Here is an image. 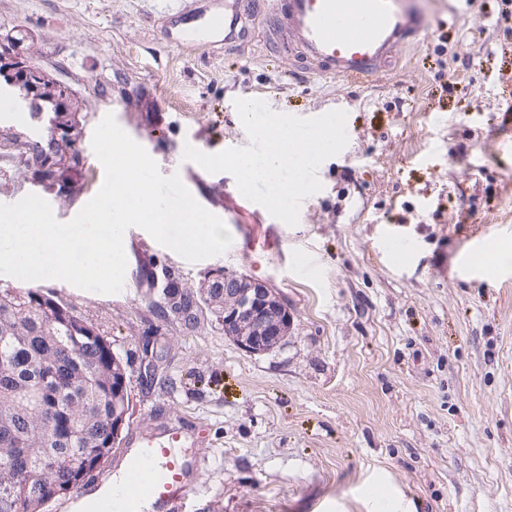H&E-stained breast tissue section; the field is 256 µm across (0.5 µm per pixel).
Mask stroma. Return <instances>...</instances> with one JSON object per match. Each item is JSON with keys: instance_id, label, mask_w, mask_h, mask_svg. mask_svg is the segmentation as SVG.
Returning <instances> with one entry per match:
<instances>
[{"instance_id": "stroma-1", "label": "stroma", "mask_w": 512, "mask_h": 512, "mask_svg": "<svg viewBox=\"0 0 512 512\" xmlns=\"http://www.w3.org/2000/svg\"><path fill=\"white\" fill-rule=\"evenodd\" d=\"M199 0H0L17 38L72 92L80 166L36 179L1 135L0 200L29 194L70 221L104 181L91 146L106 114L196 201L232 211L222 254L182 261L128 228L127 288L43 291L93 324L131 371L127 431L195 419L181 453L199 465L180 512H512V262L472 252L512 245V15L502 0H421L428 40L385 78L315 81L274 41L261 0L231 44H168L171 16ZM302 118L347 112L348 144L324 161L323 189L296 226L275 224L227 173L183 161L185 144L244 147L235 99ZM275 224L274 240L257 237ZM222 268L266 282L288 305L287 343L242 350L200 300ZM190 296L160 307L168 286Z\"/></svg>"}]
</instances>
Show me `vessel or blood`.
I'll use <instances>...</instances> for the list:
<instances>
[{
    "mask_svg": "<svg viewBox=\"0 0 512 512\" xmlns=\"http://www.w3.org/2000/svg\"><path fill=\"white\" fill-rule=\"evenodd\" d=\"M243 0H224L223 9L209 14H180L177 45L189 47L210 36L225 41L244 34ZM285 21L291 52L318 64L319 75H335L360 83L386 67L398 52L425 41L430 23L417 0H277ZM196 422L142 434L133 433L118 463L121 484L93 512H142L154 501L157 512H176L177 503L194 486L186 461L175 450L198 433Z\"/></svg>",
    "mask_w": 512,
    "mask_h": 512,
    "instance_id": "obj_1",
    "label": "vessel or blood"
}]
</instances>
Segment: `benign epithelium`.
<instances>
[{"mask_svg": "<svg viewBox=\"0 0 512 512\" xmlns=\"http://www.w3.org/2000/svg\"><path fill=\"white\" fill-rule=\"evenodd\" d=\"M0 83L17 88L21 99L28 106L31 118L40 126H49L51 141L59 142L57 134L67 136L63 114L71 111L70 92L67 87L48 78L44 69L34 60L17 57L11 46L0 43ZM203 298L216 314L229 336L241 349L251 354H263L282 346L288 340L293 325V315L279 294L267 283L216 269L203 288ZM68 331L74 344L73 359H95L91 352L79 350L86 340L95 341L93 350H106L112 344L104 337L95 338L96 331L86 322L70 324L63 313L52 315L41 331V342L51 348L60 346V334ZM93 378H88L82 364L63 373V382L46 380L33 391V398L42 403L53 399L64 390H77L79 395L64 412V434L70 443L82 448L75 453L68 467V477L58 480L39 468L12 467L0 471V501H11L18 482L34 487L26 503V512H44L52 500L70 494L91 472L96 470L121 440L127 424L128 382L127 365L116 355L109 366L94 365ZM112 385V413L104 415L98 410L96 395L90 387ZM32 411L25 405L7 412L0 411V437L16 448H25L28 456L49 455L46 448H33Z\"/></svg>", "mask_w": 512, "mask_h": 512, "instance_id": "7a95c632", "label": "benign epithelium"}]
</instances>
